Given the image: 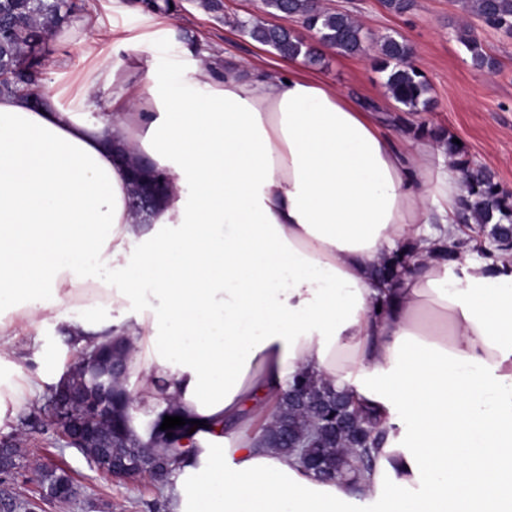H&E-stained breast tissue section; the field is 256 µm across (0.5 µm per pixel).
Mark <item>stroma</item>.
I'll return each instance as SVG.
<instances>
[{
  "instance_id": "stroma-1",
  "label": "stroma",
  "mask_w": 512,
  "mask_h": 512,
  "mask_svg": "<svg viewBox=\"0 0 512 512\" xmlns=\"http://www.w3.org/2000/svg\"><path fill=\"white\" fill-rule=\"evenodd\" d=\"M82 10L43 46L42 84L47 96L70 101L97 72L118 66L130 76L131 92L143 85L146 69L185 79L206 59L227 58L268 71L287 70L289 62L242 34L231 18H266L263 0H176L170 14L148 12L136 0H79ZM327 7L350 13L363 28L365 50L353 56L324 51L319 63L305 64L307 74L319 78L346 97L375 112L383 129L404 150L414 148L417 128L442 130L459 139L473 165L490 170L505 191L512 193V34L491 29L474 16H465L459 0H413L410 10L396 13L384 0H321ZM469 27L494 69L479 70L458 39ZM111 32L96 52L88 45L97 32ZM391 35L414 49L412 62L430 86L432 106L408 112L392 100L375 65L378 42ZM149 68H140V61ZM24 356L22 371L50 389L74 362V352L63 341L54 320H46L31 334L19 337ZM26 415L18 410L13 429L26 433V456L18 470L19 493L38 497L35 466L53 459L68 469L78 486L77 500L47 506L46 512H167L164 491L143 478H108L86 458L65 446L59 434L22 428Z\"/></svg>"
}]
</instances>
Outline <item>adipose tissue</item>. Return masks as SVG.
Listing matches in <instances>:
<instances>
[{"instance_id":"adipose-tissue-1","label":"adipose tissue","mask_w":512,"mask_h":512,"mask_svg":"<svg viewBox=\"0 0 512 512\" xmlns=\"http://www.w3.org/2000/svg\"><path fill=\"white\" fill-rule=\"evenodd\" d=\"M93 84L112 98L96 118L80 95L38 109L0 97V425L40 392L18 336L48 318L96 334L74 302L137 298L122 333L139 413L201 423L170 512H342L358 497L380 512H512V252L440 257L465 194L443 146L401 149L293 67L212 61L187 82L147 74L134 97L115 68ZM119 146L171 175L150 221L129 206ZM406 243L414 270L385 295L372 270ZM305 371L385 419L358 480H320L260 443L254 421Z\"/></svg>"}]
</instances>
